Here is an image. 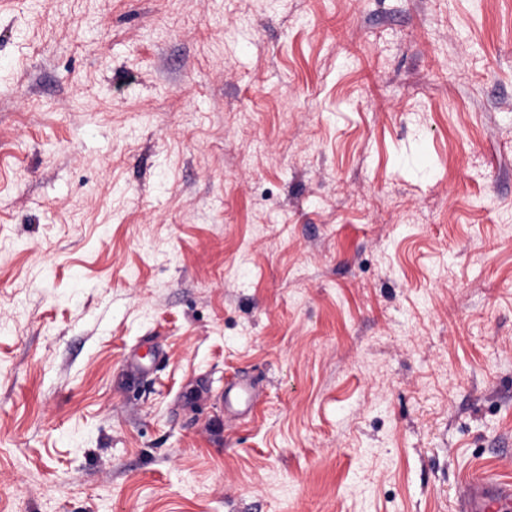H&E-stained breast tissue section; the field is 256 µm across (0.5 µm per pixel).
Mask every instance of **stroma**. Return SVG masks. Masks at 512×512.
<instances>
[{
    "mask_svg": "<svg viewBox=\"0 0 512 512\" xmlns=\"http://www.w3.org/2000/svg\"><path fill=\"white\" fill-rule=\"evenodd\" d=\"M475 471L512 0H0V512H460ZM229 389L224 396V408L226 412L233 416L247 414L252 406V391L246 384Z\"/></svg>",
    "mask_w": 512,
    "mask_h": 512,
    "instance_id": "obj_1",
    "label": "stroma"
}]
</instances>
